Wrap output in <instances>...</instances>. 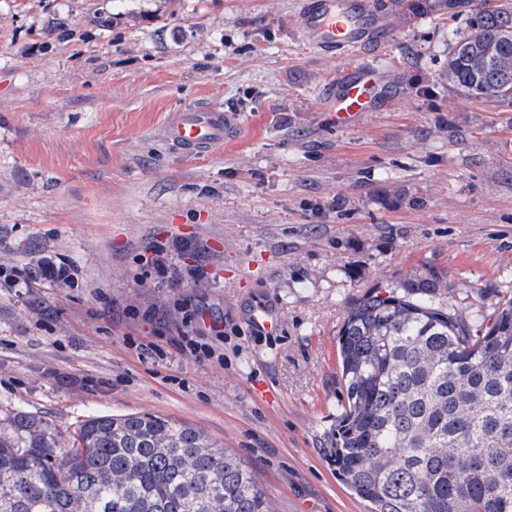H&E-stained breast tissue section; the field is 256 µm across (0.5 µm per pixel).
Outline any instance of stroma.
Listing matches in <instances>:
<instances>
[{"instance_id": "obj_1", "label": "stroma", "mask_w": 512, "mask_h": 512, "mask_svg": "<svg viewBox=\"0 0 512 512\" xmlns=\"http://www.w3.org/2000/svg\"><path fill=\"white\" fill-rule=\"evenodd\" d=\"M371 3L387 39L331 57L299 0H0V417L150 413L223 443L273 512H370L328 460L349 305L429 270L466 316L512 297V106L449 87L468 27L444 0ZM359 64L382 77L342 127L324 96ZM195 106L237 137L178 153L163 126ZM188 322L223 324L222 358L172 348Z\"/></svg>"}]
</instances>
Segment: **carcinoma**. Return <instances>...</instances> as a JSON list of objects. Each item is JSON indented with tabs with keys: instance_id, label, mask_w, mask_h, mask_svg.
I'll list each match as a JSON object with an SVG mask.
<instances>
[{
	"instance_id": "obj_1",
	"label": "carcinoma",
	"mask_w": 512,
	"mask_h": 512,
	"mask_svg": "<svg viewBox=\"0 0 512 512\" xmlns=\"http://www.w3.org/2000/svg\"><path fill=\"white\" fill-rule=\"evenodd\" d=\"M467 13L448 86L512 105V0ZM354 300L339 340L345 391L330 460L372 512H512V298L489 319L436 305V272ZM0 512H271L237 457L201 430L148 414L96 416L66 440L41 416L0 419Z\"/></svg>"
}]
</instances>
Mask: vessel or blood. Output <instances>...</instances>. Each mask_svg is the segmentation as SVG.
I'll return each mask as SVG.
<instances>
[{"label": "vessel or blood", "mask_w": 512, "mask_h": 512, "mask_svg": "<svg viewBox=\"0 0 512 512\" xmlns=\"http://www.w3.org/2000/svg\"><path fill=\"white\" fill-rule=\"evenodd\" d=\"M297 24L311 46L338 56L380 40L387 28L369 0H302ZM378 79V73L367 65L343 72L326 95L325 111L334 114L339 124L355 122L367 112ZM239 126L236 113L215 107L189 108L167 122L164 136L180 153L202 154L235 137Z\"/></svg>", "instance_id": "obj_1"}]
</instances>
